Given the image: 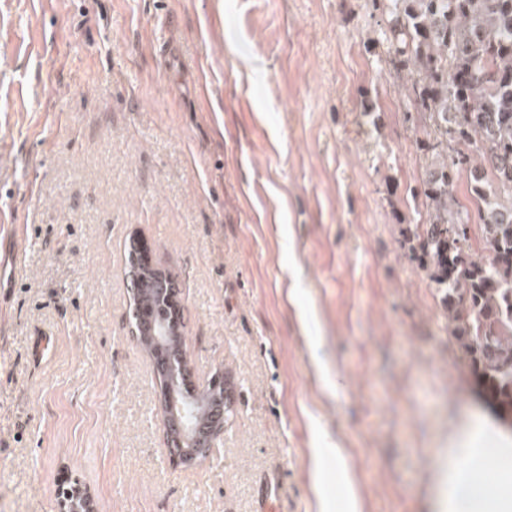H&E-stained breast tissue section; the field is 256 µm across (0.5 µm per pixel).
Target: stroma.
I'll list each match as a JSON object with an SVG mask.
<instances>
[{
    "label": "stroma",
    "instance_id": "35a3bbf8",
    "mask_svg": "<svg viewBox=\"0 0 512 512\" xmlns=\"http://www.w3.org/2000/svg\"><path fill=\"white\" fill-rule=\"evenodd\" d=\"M385 22L372 0H0V512H59L72 481L96 512H438L458 437L498 490L483 512H512V417L402 234L423 135ZM134 233L181 285L197 381L234 385L191 468L130 332ZM336 459V480L347 481V472L338 448H319L316 454V477H323L324 463L327 459Z\"/></svg>",
    "mask_w": 512,
    "mask_h": 512
}]
</instances>
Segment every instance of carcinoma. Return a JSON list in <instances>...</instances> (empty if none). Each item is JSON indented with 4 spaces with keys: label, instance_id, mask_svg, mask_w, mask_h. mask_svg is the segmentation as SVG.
I'll use <instances>...</instances> for the list:
<instances>
[{
    "label": "carcinoma",
    "instance_id": "cac0c4a2",
    "mask_svg": "<svg viewBox=\"0 0 512 512\" xmlns=\"http://www.w3.org/2000/svg\"><path fill=\"white\" fill-rule=\"evenodd\" d=\"M388 17L380 31L391 61L407 71L410 102L425 137L422 195L427 214L411 250L437 288L453 338L484 392L512 410V0H372ZM467 171L481 179L471 207L451 186ZM477 220L486 255L471 254ZM143 243L131 235L126 278L136 339L152 359L158 400L167 397L168 368L191 370L184 336L157 344L151 326L178 318L169 274L146 271ZM195 396L208 431L231 416L229 395L179 377Z\"/></svg>",
    "mask_w": 512,
    "mask_h": 512
}]
</instances>
